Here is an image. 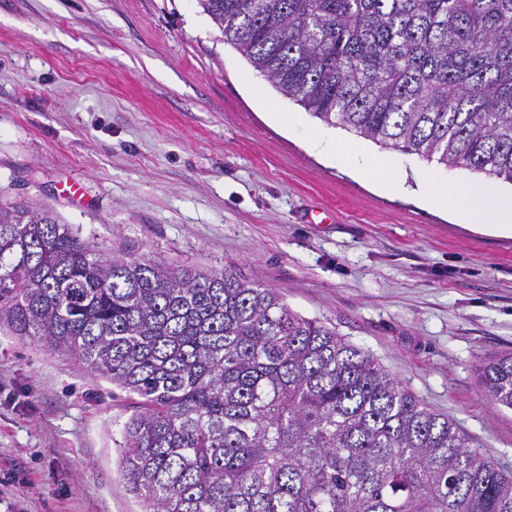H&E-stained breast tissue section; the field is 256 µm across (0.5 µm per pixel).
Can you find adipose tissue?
Wrapping results in <instances>:
<instances>
[{"mask_svg": "<svg viewBox=\"0 0 512 512\" xmlns=\"http://www.w3.org/2000/svg\"><path fill=\"white\" fill-rule=\"evenodd\" d=\"M332 156L340 162L362 159L363 174L373 177L382 188L397 191L402 187L388 156L366 155L352 140H337ZM423 195L428 205L447 209L462 221L482 224L512 234V193L505 194L482 182L469 184H425Z\"/></svg>", "mask_w": 512, "mask_h": 512, "instance_id": "obj_1", "label": "adipose tissue"}]
</instances>
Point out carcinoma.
Listing matches in <instances>:
<instances>
[{
	"mask_svg": "<svg viewBox=\"0 0 512 512\" xmlns=\"http://www.w3.org/2000/svg\"><path fill=\"white\" fill-rule=\"evenodd\" d=\"M197 2L311 116L512 182V0ZM0 328L135 396L121 467L147 512H512L511 469L232 271L111 256L0 201ZM477 376L512 408V351Z\"/></svg>",
	"mask_w": 512,
	"mask_h": 512,
	"instance_id": "1",
	"label": "carcinoma"
}]
</instances>
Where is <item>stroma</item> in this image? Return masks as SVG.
Wrapping results in <instances>:
<instances>
[{
    "mask_svg": "<svg viewBox=\"0 0 512 512\" xmlns=\"http://www.w3.org/2000/svg\"><path fill=\"white\" fill-rule=\"evenodd\" d=\"M314 133L353 136L283 97L196 0H0V199L48 204L110 254L274 289L512 468V409L476 372L512 349V235L421 198L482 173L395 150L388 193ZM130 405L0 331V512H143L119 467Z\"/></svg>",
    "mask_w": 512,
    "mask_h": 512,
    "instance_id": "obj_1",
    "label": "stroma"
}]
</instances>
